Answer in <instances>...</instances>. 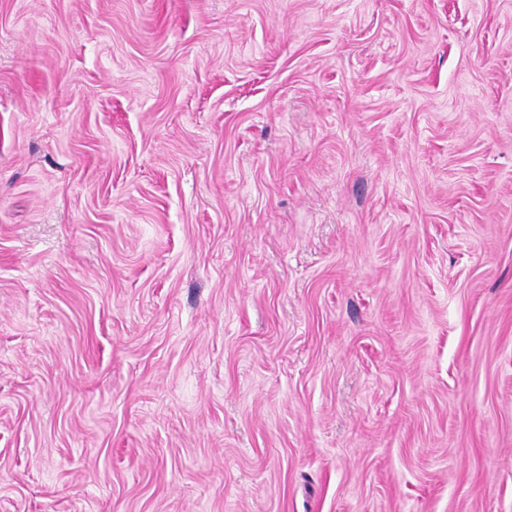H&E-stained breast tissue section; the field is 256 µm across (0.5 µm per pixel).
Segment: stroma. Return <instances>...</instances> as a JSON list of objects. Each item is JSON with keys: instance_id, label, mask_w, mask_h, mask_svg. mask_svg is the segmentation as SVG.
<instances>
[{"instance_id": "35a3bbf8", "label": "stroma", "mask_w": 512, "mask_h": 512, "mask_svg": "<svg viewBox=\"0 0 512 512\" xmlns=\"http://www.w3.org/2000/svg\"><path fill=\"white\" fill-rule=\"evenodd\" d=\"M0 512H512V0H0Z\"/></svg>"}]
</instances>
